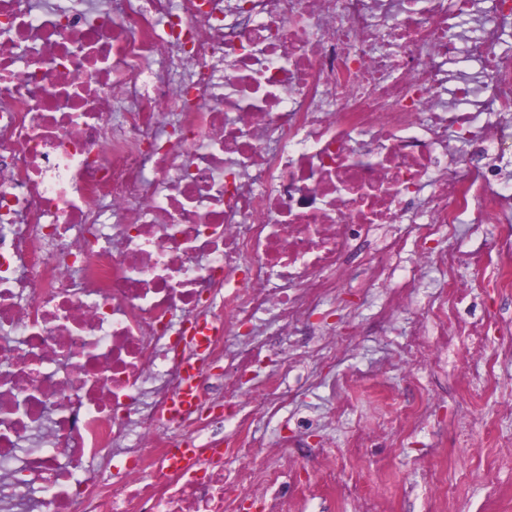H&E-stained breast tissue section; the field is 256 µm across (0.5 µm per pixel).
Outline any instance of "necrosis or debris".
I'll list each match as a JSON object with an SVG mask.
<instances>
[{
    "label": "necrosis or debris",
    "instance_id": "4bbe7bcc",
    "mask_svg": "<svg viewBox=\"0 0 512 512\" xmlns=\"http://www.w3.org/2000/svg\"><path fill=\"white\" fill-rule=\"evenodd\" d=\"M510 28L512 0H0V512H372L327 441L258 437L289 399L258 369L304 357L322 429L383 461L433 413L395 373L512 362L455 245L512 277ZM346 292L377 378L323 372L363 336L317 321ZM455 384L435 455L512 464Z\"/></svg>",
    "mask_w": 512,
    "mask_h": 512
}]
</instances>
